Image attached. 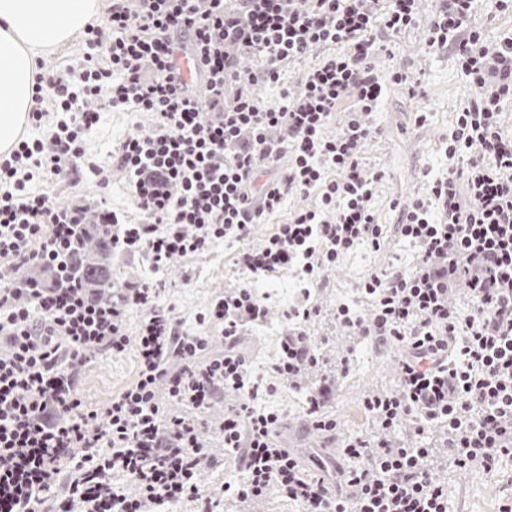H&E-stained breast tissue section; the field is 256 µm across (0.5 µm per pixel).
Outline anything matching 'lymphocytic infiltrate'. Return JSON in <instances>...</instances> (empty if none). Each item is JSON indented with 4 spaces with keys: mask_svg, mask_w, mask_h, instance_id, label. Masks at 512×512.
Returning <instances> with one entry per match:
<instances>
[{
    "mask_svg": "<svg viewBox=\"0 0 512 512\" xmlns=\"http://www.w3.org/2000/svg\"><path fill=\"white\" fill-rule=\"evenodd\" d=\"M473 2L442 0L425 42L451 48L476 91L448 137V158L479 154L401 209L394 230L419 246L414 269L361 284L370 316L341 306L335 317L349 335L399 351L396 388L363 400L383 429L409 424L421 437L438 427L457 467L490 468L512 454V137L499 122L512 100V36L487 42L471 24ZM417 14V0H108L103 20L85 30L77 67L40 62L34 134L0 159V266L28 272L0 283V512H158L186 498L210 512L199 478L224 447L244 473L225 487L238 501L275 490L302 512H448L427 446L352 436L344 464L303 463L282 443V417L252 407L237 346L271 314L256 277L293 272L301 298L285 313L273 371L278 383L307 389L315 430L335 432L333 382H309L322 359L309 331L320 314L309 286L358 247L384 242L359 161L384 89L373 31H406ZM314 46L326 53L299 95H255L256 85H280L285 65ZM183 48L201 59L204 79L193 87L177 77ZM348 96L354 108L328 134ZM106 108L151 118L116 156L135 224L28 190L37 178L79 185L86 136ZM298 191L317 192V206L251 242L254 227ZM92 234L111 235L113 259L139 256L157 269L236 243V263L252 279L216 295L209 334L192 335L150 283L91 288L68 271L67 256ZM460 282L465 314L449 301ZM133 310L141 318L131 331ZM216 335L223 351L210 349ZM128 350L135 380L105 412L89 409L82 368Z\"/></svg>",
    "mask_w": 512,
    "mask_h": 512,
    "instance_id": "obj_1",
    "label": "lymphocytic infiltrate"
}]
</instances>
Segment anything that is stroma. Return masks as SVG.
<instances>
[{
	"instance_id": "stroma-1",
	"label": "stroma",
	"mask_w": 512,
	"mask_h": 512,
	"mask_svg": "<svg viewBox=\"0 0 512 512\" xmlns=\"http://www.w3.org/2000/svg\"><path fill=\"white\" fill-rule=\"evenodd\" d=\"M438 7V0H421L420 22L406 33L391 37L388 51L375 58L381 75L402 68L419 77L423 85L422 95L414 97L402 86L386 84L378 108L370 117L376 132L360 155L367 174L376 178L371 200L375 221L386 226L398 221L395 203L426 195L430 184L447 173L448 136L459 110L475 95L474 87L448 51L431 52L425 47L423 21ZM148 127L147 116L138 112L102 113L99 123L87 137V153L97 163H107L127 134ZM30 189L50 195L60 205L70 204L75 195L81 194L121 214L125 221L133 223L138 219L126 176L119 170L113 171L111 183L104 191L90 173L75 191L41 179L34 180ZM237 250V245L219 242L205 254L175 258L159 271L143 260L120 261L112 267V278L117 283L133 278L165 280L168 290L161 300L162 305L172 309L188 333L204 334L208 327L202 317L211 299L237 282L234 266ZM418 254L416 244L390 234L379 251L361 247L343 257L336 266L326 269L321 283L311 289L312 299L321 310L311 325V332L323 348L324 373L336 379L332 411L341 438L352 434L378 435L379 427L362 400L369 393L395 388L397 352L388 346L361 344L354 337L343 335L336 326V308L348 299L354 301L361 314H369L370 307L357 290L359 283L374 272L412 270ZM264 285L275 313L266 323L252 327L239 342L247 358L248 379L260 388L252 404L256 409L287 418L289 447L304 454L316 448L323 455L338 456L339 440L318 437L306 428V390L272 384L283 325L279 312L293 305L299 283L294 274L280 271L266 275ZM345 356L349 357L350 366L348 371L342 372L338 366ZM136 374L133 352L93 359L82 371L81 387L86 404L104 409L113 395L131 383ZM242 479L243 472L235 456L225 454L220 465L207 474L202 484L203 496L218 502L217 512H299L295 502L274 491L255 503L241 504L225 498V485L237 484ZM447 482L448 512H501L512 496V457L506 465L489 474L479 467L449 468Z\"/></svg>"
}]
</instances>
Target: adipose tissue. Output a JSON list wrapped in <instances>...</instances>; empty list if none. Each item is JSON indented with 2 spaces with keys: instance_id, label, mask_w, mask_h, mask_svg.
<instances>
[{
  "instance_id": "adipose-tissue-1",
  "label": "adipose tissue",
  "mask_w": 512,
  "mask_h": 512,
  "mask_svg": "<svg viewBox=\"0 0 512 512\" xmlns=\"http://www.w3.org/2000/svg\"><path fill=\"white\" fill-rule=\"evenodd\" d=\"M101 11V0H0V154L25 128L38 59L66 47Z\"/></svg>"
}]
</instances>
